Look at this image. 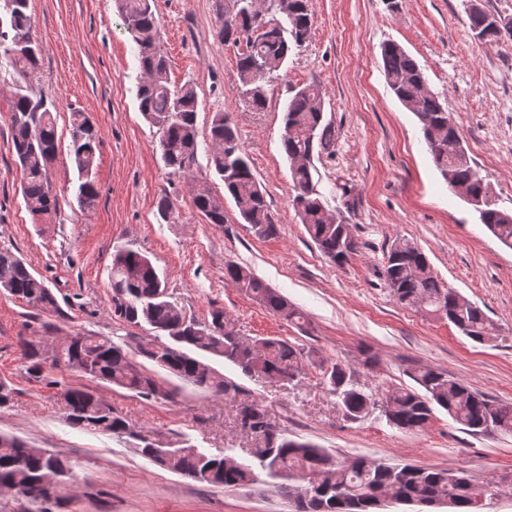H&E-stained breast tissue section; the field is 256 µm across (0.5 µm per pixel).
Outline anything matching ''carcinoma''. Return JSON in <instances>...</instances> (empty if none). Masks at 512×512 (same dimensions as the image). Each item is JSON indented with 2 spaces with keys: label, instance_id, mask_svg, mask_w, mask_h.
Returning <instances> with one entry per match:
<instances>
[{
  "label": "carcinoma",
  "instance_id": "cac0c4a2",
  "mask_svg": "<svg viewBox=\"0 0 512 512\" xmlns=\"http://www.w3.org/2000/svg\"><path fill=\"white\" fill-rule=\"evenodd\" d=\"M224 10V42L241 46L237 77L250 110L266 108L274 73L306 43L312 28L309 0H268L259 11L256 0H230ZM139 51L144 80L138 108L159 133L161 157L172 173L195 181L194 205L207 223L224 224V204L217 201L208 182L195 175L198 130V96L190 85L171 87L169 58L158 47L160 28L155 0H116ZM30 0H0V50L16 75L10 125L16 163L20 169L24 205L35 223L45 224L56 214L50 171L57 157L54 104L29 92L37 77L40 45L33 34ZM501 16L480 9L469 14L476 35L512 39V28L500 33L492 26ZM387 84L401 104L413 112L435 167L449 188L464 186L477 198L486 184L467 153L457 126H448L450 114L429 89L417 62L396 42L381 48ZM324 92L316 84L294 90L284 115L282 147L290 162L292 205L319 251L343 267L357 254L358 242L350 225L331 213L313 183V160L334 152L336 133L325 120ZM99 137L89 118L73 113L69 156L78 174L76 199L80 209L93 208L99 197L95 182ZM209 166L224 185L244 223L263 239L277 236L266 192L249 158L241 151L237 130L222 112L213 114L209 130ZM479 219L504 246L512 248V212L489 206ZM112 306L114 315L130 326L153 333L151 339L131 349L110 336L77 332L70 340L50 343L51 361L43 360L46 346L22 342L27 373L39 378L45 368H61L108 386L132 391L148 400H170L175 388L157 370L163 369L185 384L215 396L232 398L240 387L208 362L211 355L224 359L245 376L266 374L297 378L303 370V351L290 342L259 336L249 342L220 329L230 322L222 308H214L203 322L187 316L173 299L151 259L132 249L112 255ZM382 277L400 305L427 316L448 319L474 342L491 339L494 327L477 305L458 299L431 270L420 247L407 239L395 240L385 256ZM225 280L288 321L302 313L288 299L264 283L252 270L230 262ZM0 291L34 309L58 308L55 293L30 271L11 248L0 247ZM143 358L151 367L137 361ZM329 391L336 396L344 417L359 422L377 409L389 424L406 432L426 428L439 407L472 434L488 431L512 433V404L494 402L443 370L418 366L410 377L418 388L393 387L380 393L366 388L354 371L340 364L322 368ZM66 420L76 428L119 437L133 436L124 419L95 393L77 386L65 389ZM238 424L254 441L249 458L214 455L187 443L161 446L141 440L138 452L158 467L212 487L239 489L258 483L259 473L270 478L288 474L281 492L298 504V512H380L386 504L416 503L425 507L447 504L458 512H484L489 502L512 488L490 479L475 483L463 472L425 468L414 464L389 465L358 458L339 461L311 442L293 440L274 428L257 404L242 408ZM71 462L47 448L26 443L0 432V493L10 492L22 501L21 512H51Z\"/></svg>",
  "mask_w": 512,
  "mask_h": 512
}]
</instances>
